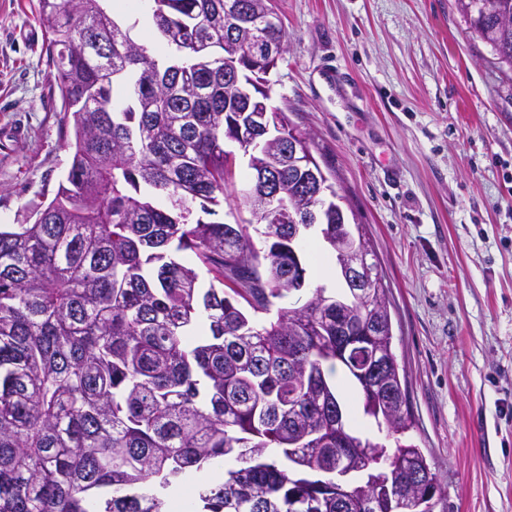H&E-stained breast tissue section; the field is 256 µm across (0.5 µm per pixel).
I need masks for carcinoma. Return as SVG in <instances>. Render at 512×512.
I'll return each mask as SVG.
<instances>
[{
  "mask_svg": "<svg viewBox=\"0 0 512 512\" xmlns=\"http://www.w3.org/2000/svg\"><path fill=\"white\" fill-rule=\"evenodd\" d=\"M109 0H37L61 111L72 122L66 181L31 224L0 229V512H172L174 490L195 486L192 512H392L372 479L397 458L407 512H430L440 491L420 448L401 439L411 415L392 348L387 288L366 262L372 295L349 305L348 335L368 307L383 327L336 354V315L317 289L302 305L268 312L289 295L288 236L311 204L304 172L279 171L288 223L189 222L237 193L224 140L249 115L239 89L267 81L277 59L237 60L224 78V26L201 0H153V28L175 55L159 64L112 16ZM499 68L512 71V0H456ZM221 60L197 65L194 40ZM257 160L279 164L293 140L315 169L311 135L275 106ZM164 194L170 206L154 204ZM261 246H256V243ZM189 250L213 274L198 288ZM261 261L267 271L257 274ZM383 360L385 396L365 411L395 448L363 439L327 367L354 382L369 352ZM346 445L336 447V413ZM234 465L207 478L217 458ZM361 464L351 494L336 488V461Z\"/></svg>",
  "mask_w": 512,
  "mask_h": 512,
  "instance_id": "1",
  "label": "carcinoma"
}]
</instances>
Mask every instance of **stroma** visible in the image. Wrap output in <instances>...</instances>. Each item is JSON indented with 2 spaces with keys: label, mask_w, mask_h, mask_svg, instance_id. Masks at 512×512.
<instances>
[{
  "label": "stroma",
  "mask_w": 512,
  "mask_h": 512,
  "mask_svg": "<svg viewBox=\"0 0 512 512\" xmlns=\"http://www.w3.org/2000/svg\"><path fill=\"white\" fill-rule=\"evenodd\" d=\"M35 0H0V224L54 196L71 124ZM286 51L274 104L310 132L376 252L433 512H512V76L455 0H275ZM120 23L170 56L151 4ZM309 288L336 292L318 229Z\"/></svg>",
  "instance_id": "obj_1"
}]
</instances>
